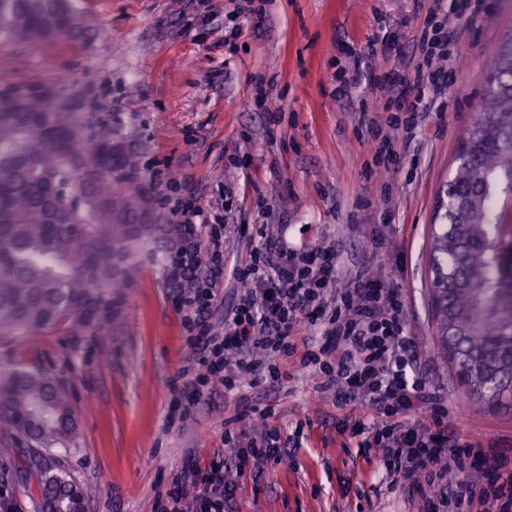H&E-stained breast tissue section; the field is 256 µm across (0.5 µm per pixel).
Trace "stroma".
Returning a JSON list of instances; mask_svg holds the SVG:
<instances>
[{"mask_svg":"<svg viewBox=\"0 0 512 512\" xmlns=\"http://www.w3.org/2000/svg\"><path fill=\"white\" fill-rule=\"evenodd\" d=\"M484 10L458 46L449 96L425 112L392 171L373 168L374 85L343 91L340 76L404 73L429 0H69L93 25L79 41L0 48V96L43 87L61 102L111 114L115 138L138 162L172 224L176 205L219 209L198 224L199 282L215 293L206 322L224 331V309L240 291L232 269L250 260L248 242L283 235L295 245L335 246L340 279L366 269L393 273L409 328L448 419L472 442L512 454V410L476 405L457 385L439 346L432 305L431 226L455 157L484 95L486 58L512 31V0ZM388 53L371 56L372 40ZM224 236V266L210 260ZM137 275L103 321L75 334L0 337V371L42 370L68 394L77 432L68 447L34 455L19 434L0 431V512H39L25 472L43 463L89 488L87 512H169L186 464L234 469L224 512H431L389 487L377 449L341 435L345 409L319 377L227 391L196 401L184 391L196 332L164 267L139 255ZM272 412L282 437L304 433L298 465L263 475L226 460L225 431L248 428L240 399Z\"/></svg>","mask_w":512,"mask_h":512,"instance_id":"1","label":"stroma"}]
</instances>
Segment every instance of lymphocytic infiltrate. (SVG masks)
<instances>
[{
    "mask_svg": "<svg viewBox=\"0 0 512 512\" xmlns=\"http://www.w3.org/2000/svg\"><path fill=\"white\" fill-rule=\"evenodd\" d=\"M481 7V0H460L455 7L432 0L429 15L441 24L422 28L421 53L408 76L387 82L388 98L408 91L413 98L405 119H386L377 129L376 164L392 166L397 144L412 140L419 113L445 94L448 80L437 64L455 63L452 46L465 32L463 22L476 18ZM336 274L337 252L330 246L295 247L277 236L252 247L250 263L233 270L244 288L224 315L223 333L203 327L195 338L200 371L192 389L218 382L228 389L253 387L262 381L264 359L296 358V372L317 375L338 406L373 410L372 425L355 420L339 431L379 449L388 474L408 494L443 512H512V457L466 441L450 428L423 371L394 275L374 278L359 269L340 288ZM299 335L321 337L322 344L315 351H298ZM242 412L252 420L250 434L224 438L239 465L260 474L271 462L295 464L301 438L282 445L267 412L248 406ZM181 478L194 491L197 512H224L233 485L223 467L202 472L191 464Z\"/></svg>",
    "mask_w": 512,
    "mask_h": 512,
    "instance_id": "1",
    "label": "lymphocytic infiltrate"
}]
</instances>
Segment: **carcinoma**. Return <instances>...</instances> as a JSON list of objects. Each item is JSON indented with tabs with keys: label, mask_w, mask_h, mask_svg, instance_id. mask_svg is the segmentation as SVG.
Here are the masks:
<instances>
[{
	"label": "carcinoma",
	"mask_w": 512,
	"mask_h": 512,
	"mask_svg": "<svg viewBox=\"0 0 512 512\" xmlns=\"http://www.w3.org/2000/svg\"><path fill=\"white\" fill-rule=\"evenodd\" d=\"M91 22L60 0H0V47L78 39ZM488 87L449 178L461 210L433 225V302L441 345L460 383L488 408L512 407V266L497 243L512 237V32L486 64ZM51 100L28 96L19 112H0V336L39 331L76 333L90 324L86 306L122 288L137 270L136 254L156 239L159 224H141L146 193L134 184L137 163L110 162L109 126L84 125ZM89 186L78 205L69 190ZM182 224L163 230L176 258ZM10 411L0 428L51 445L74 437V409L42 371L0 374ZM41 512H72L86 488L59 469L36 471Z\"/></svg>",
	"instance_id": "obj_1"
}]
</instances>
